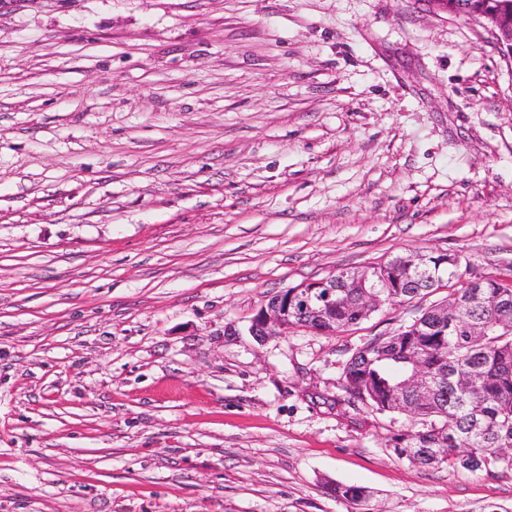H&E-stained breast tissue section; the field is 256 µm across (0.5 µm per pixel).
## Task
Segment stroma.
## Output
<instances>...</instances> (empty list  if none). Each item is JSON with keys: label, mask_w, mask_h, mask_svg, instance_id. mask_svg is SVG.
Instances as JSON below:
<instances>
[{"label": "stroma", "mask_w": 512, "mask_h": 512, "mask_svg": "<svg viewBox=\"0 0 512 512\" xmlns=\"http://www.w3.org/2000/svg\"><path fill=\"white\" fill-rule=\"evenodd\" d=\"M410 253L512 279V63L422 0H0V512L512 507L342 363L447 294L260 341Z\"/></svg>", "instance_id": "35a3bbf8"}]
</instances>
